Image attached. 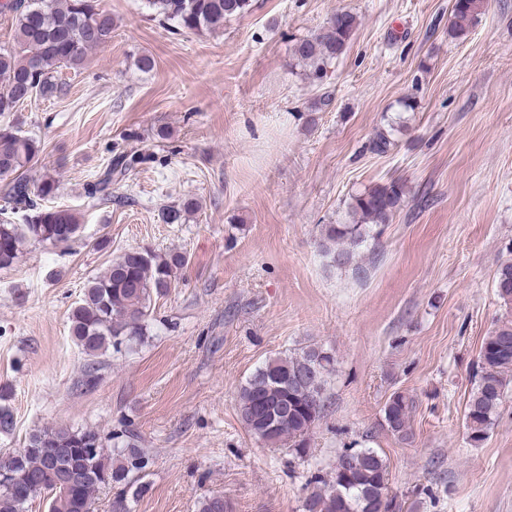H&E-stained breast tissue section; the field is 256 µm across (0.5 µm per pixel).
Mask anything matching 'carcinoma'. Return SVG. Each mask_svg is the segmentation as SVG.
Instances as JSON below:
<instances>
[{
	"mask_svg": "<svg viewBox=\"0 0 512 512\" xmlns=\"http://www.w3.org/2000/svg\"><path fill=\"white\" fill-rule=\"evenodd\" d=\"M145 6L172 34L213 32L224 21L243 17L252 10V0H144ZM481 0H454V35L462 36L475 24ZM1 10L12 14L14 45L0 48V115L17 111L33 97H52L62 91L55 73L76 70L88 54L112 39V14L96 7L94 0H4ZM358 26L349 11L332 15L311 38L294 44L293 56L305 67L307 78L322 82L327 68L346 50ZM40 143L21 134L13 124L0 126V176L10 178L0 206V269L13 266L27 243L59 246L81 232L78 213L67 207L48 206L57 195L58 181L49 174L37 179L27 175L39 156ZM129 170L122 156L111 161L89 186L88 197L107 200L112 186ZM403 183L392 181L354 197L355 224H326L323 238L337 267L349 265L354 251L374 238V230L392 221L405 197ZM193 200L164 212L168 224H179L194 212ZM25 213V223L12 215ZM186 256L160 255L153 250L130 248L113 258L106 270L88 280L82 298L74 307L70 332L82 353L89 357L113 348L117 351L145 336L155 301L174 285ZM495 288L503 306L512 310V261L501 264ZM334 357L312 347L295 356L276 357L257 368L238 392L237 412L250 434L271 447L288 446L306 452L311 430L323 417L325 385ZM512 384V316L501 319L483 340L479 353V376L465 408V424L471 443L488 435L508 386ZM11 392L0 387V435L16 428L10 406ZM414 400L395 392L386 402L381 427L402 441L411 436L410 418ZM99 439L95 430L47 426L33 433L20 450L0 451V477L30 481L31 498L48 500V512H83L105 484L124 486L112 500V512H129L128 477L139 474L149 457L129 434L110 436L113 446L93 457L82 450ZM86 470L77 487L60 483L61 468ZM313 490L304 498L302 512H402V504L390 494L387 464L373 448L345 451L330 479L311 477ZM29 500L0 489V512H25Z\"/></svg>",
	"mask_w": 512,
	"mask_h": 512,
	"instance_id": "1",
	"label": "carcinoma"
}]
</instances>
